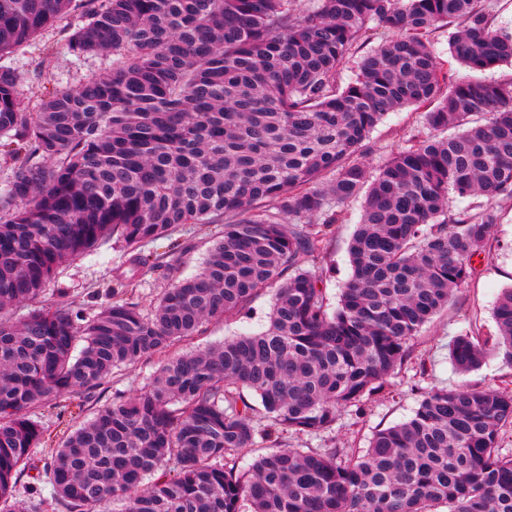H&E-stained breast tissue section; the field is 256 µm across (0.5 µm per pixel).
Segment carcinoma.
I'll return each instance as SVG.
<instances>
[{"label":"carcinoma","instance_id":"carcinoma-1","mask_svg":"<svg viewBox=\"0 0 512 512\" xmlns=\"http://www.w3.org/2000/svg\"><path fill=\"white\" fill-rule=\"evenodd\" d=\"M63 20L68 49L110 52L111 70L30 113L22 72L0 65V512H19L28 470L64 512H512L507 386L433 388L357 456L334 442L279 447L281 432L330 431L384 390L486 251L495 201L512 198V81H451L428 36L457 23L452 56L483 72L512 63V26L480 0H0V59ZM371 23L394 36L341 90L336 73ZM407 106L434 135L369 178V134ZM361 195L331 311L321 243ZM451 195L470 203L453 209ZM217 223L200 271L150 316L127 284L88 320L67 303L14 316L110 236L144 267L143 244ZM266 290V330L176 353ZM494 320L493 334L453 340L459 372L492 352L512 362V288ZM152 357L143 389L35 464L36 405L86 402L113 369ZM257 437L270 448L239 468Z\"/></svg>","mask_w":512,"mask_h":512}]
</instances>
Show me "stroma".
Listing matches in <instances>:
<instances>
[{
    "mask_svg": "<svg viewBox=\"0 0 512 512\" xmlns=\"http://www.w3.org/2000/svg\"><path fill=\"white\" fill-rule=\"evenodd\" d=\"M14 64L24 73L19 88L22 104L26 111L36 112L47 92L75 87L111 69L112 57L108 54L85 59L76 57L68 51L60 30L54 28L24 47ZM424 129L423 115L415 108L388 114L367 141L362 161L368 172H376ZM496 205L499 222L492 229L486 253L474 259L469 278L457 290L448 309L411 340L409 358L391 376L394 392L374 395L362 409L343 412L331 432L317 436L283 434V446L322 448L333 442L337 447L355 451L366 447L376 430L409 419L423 393L430 389L459 384L488 387L512 382V364L503 357L489 355L482 367L465 375L459 374L449 359V345L460 332L477 329L486 334L494 331L493 308L501 292L512 287V198L498 199ZM344 212V223L333 225L323 243V256L329 270L321 286L332 308L339 301L342 282L350 274L347 243L359 222V202L349 203ZM222 231L219 224L177 226L170 238L145 245L144 254L160 261L159 267L152 270L133 268L123 243L107 239L96 249L61 265L37 303L46 307L65 302L89 318L108 301L113 288L132 279L138 284L135 301L143 314H151L172 282L168 264L177 265V276L195 275L208 248L219 240ZM272 305V293L265 292L245 313L207 322L202 335L195 337L194 348L202 349L227 337L263 330ZM157 367V359L150 358L115 370L94 402L81 408L76 399L63 397L39 404L36 414L52 436L62 437L90 418L95 409L111 403L116 395L127 396L142 388Z\"/></svg>",
    "mask_w": 512,
    "mask_h": 512,
    "instance_id": "stroma-1",
    "label": "stroma"
}]
</instances>
